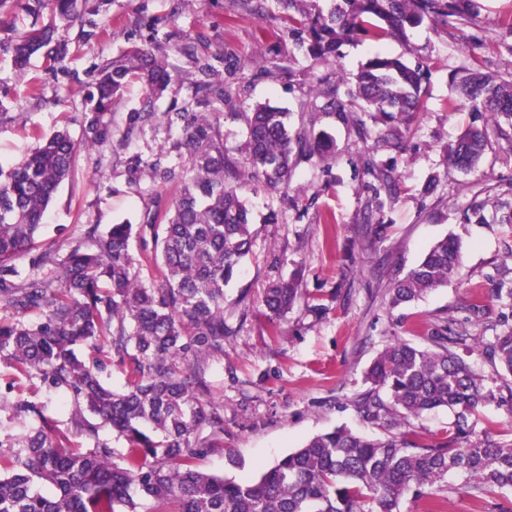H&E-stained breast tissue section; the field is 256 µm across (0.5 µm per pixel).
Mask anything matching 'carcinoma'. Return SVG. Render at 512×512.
Instances as JSON below:
<instances>
[{
  "label": "carcinoma",
  "mask_w": 512,
  "mask_h": 512,
  "mask_svg": "<svg viewBox=\"0 0 512 512\" xmlns=\"http://www.w3.org/2000/svg\"><path fill=\"white\" fill-rule=\"evenodd\" d=\"M87 0H28L35 18L14 44V62L25 66L48 46L54 32L38 25L48 9L70 23H83ZM307 53L325 62L360 36L398 38L428 20H469L472 0H338L327 14H311L304 0H275ZM146 90L144 112L130 115L132 127L157 118L152 97L175 81L166 57L131 47L104 64L96 82L84 137L65 130L43 139L30 154L0 167V359L29 378L71 395L70 423L82 443L60 437L56 422L26 399L11 404L13 417L40 424L20 435L0 436V512H399L400 500L444 481L448 472L467 474L476 500L494 490L512 491V446L491 437L473 438L468 416L495 399L479 374L449 345L467 336H437L434 348L404 339L386 345L367 372L369 388L355 400L357 412L377 423L373 438L334 428L307 439L254 481L235 482L208 473L197 460L224 435V414L210 398L204 358L224 355L231 330L224 322V286L252 253L253 233L242 190L257 182L288 187L303 160L324 153L328 137L291 130L288 113L259 104L245 113L247 155L241 162L224 153L209 115L178 112L167 117L176 144L193 157L172 207L147 222L98 226L62 258L51 251L32 257L25 274L12 259L34 244L60 184L77 154L112 138V102L125 85ZM469 111L486 116L448 145V164L475 169L491 143L504 136L500 118L512 120V81L466 69L456 81ZM355 93L385 123L410 118L425 108L422 72L398 58L374 55L355 75ZM220 109L231 88L204 85ZM323 110L342 112L338 89H316ZM148 229L154 261L165 283H145L130 254V240ZM461 263L456 239L437 241L424 258L390 288L398 308L454 277ZM299 280L272 282L262 303L273 327L293 306ZM40 314L30 322L26 315ZM492 364L512 376V329L483 344ZM126 368L127 385L115 392L103 380L112 361ZM455 412V432L445 443L420 444L401 429L436 408ZM109 427L125 442L115 451L100 438ZM208 434H203V431ZM150 502L142 508L136 496Z\"/></svg>",
  "instance_id": "cac0c4a2"
}]
</instances>
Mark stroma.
I'll return each instance as SVG.
<instances>
[{
  "instance_id": "obj_1",
  "label": "stroma",
  "mask_w": 512,
  "mask_h": 512,
  "mask_svg": "<svg viewBox=\"0 0 512 512\" xmlns=\"http://www.w3.org/2000/svg\"><path fill=\"white\" fill-rule=\"evenodd\" d=\"M25 0H15L11 27L0 28V163L9 165L43 137L67 130L81 140L87 97L99 68L135 44L166 50L178 78L155 98L154 112L208 113L219 127L224 151L243 159L244 107L267 103L287 111L291 128L314 127L332 148L324 157L301 162L287 197L260 184L243 192L253 217V247L241 273L224 289V320L234 333L224 354L207 360L211 398L224 408V436L198 461L203 471L235 480L252 478L294 451L309 437L344 426L365 436L381 428L354 407L366 390L365 373L376 354L394 339L427 347L433 336L468 332L473 340L460 354L486 378L494 401L468 418L476 433L491 432L512 443V377L491 366L476 339L512 327V306L494 295L512 279V140L492 139L478 168L466 172L443 158L471 122L449 82L453 70L476 68L512 80V0H474L466 24L410 29L404 40L369 38L340 48V59L312 60L289 34L275 0H113L110 28L101 16L83 24L55 23V43L64 49L55 68L43 54L26 69L14 67L17 32L32 18ZM422 65L426 109L399 122L400 139L384 138L357 98H346L344 114L323 111L318 80L341 90L353 86L357 70L376 52ZM229 84L240 93L213 112L196 85ZM145 93L128 85L112 103V140L80 152L44 220L40 247L66 254L89 225L107 230L117 223L143 224L150 212L167 210L180 179H161L149 163L192 166L189 152L171 153L164 121L131 129L129 115L141 111ZM371 136L361 139L359 127ZM394 168L392 197L379 199V170ZM489 191L479 213L471 205L478 189ZM461 243L458 273L400 310L388 307L389 290L437 240ZM300 278V295L272 332L261 297L272 279ZM23 397L67 433L70 400L39 379L0 361V428L20 432L10 401ZM455 414L439 408L411 420L409 438L425 444L453 434ZM463 474L405 496L400 512H502L512 491L476 503Z\"/></svg>"
}]
</instances>
